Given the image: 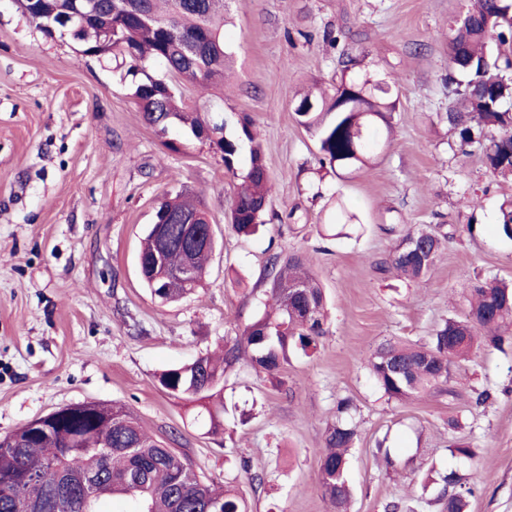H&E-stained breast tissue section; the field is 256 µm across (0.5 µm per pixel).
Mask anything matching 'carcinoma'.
<instances>
[{"instance_id":"cac0c4a2","label":"carcinoma","mask_w":512,"mask_h":512,"mask_svg":"<svg viewBox=\"0 0 512 512\" xmlns=\"http://www.w3.org/2000/svg\"><path fill=\"white\" fill-rule=\"evenodd\" d=\"M239 0H13L17 9L48 37L69 35L84 56L122 59L132 77V97L144 122L163 138L172 127L200 136L207 113L188 104L182 83L222 86L233 60L224 40L231 7ZM71 14L81 25L77 33L63 27L58 17ZM161 63V77L148 72ZM354 59L344 69L333 92L306 94L311 112H295L297 122L318 137L322 160L334 169H363L376 157L384 139L380 124H389L395 110L390 86L381 79L352 72ZM512 0H476L461 18L448 21V83L455 85L454 108L448 123L457 135L461 153L478 149L484 167L495 176H512ZM224 167L237 174L240 154L248 148L242 186L229 209L233 230L250 234L264 223L273 181L264 152L256 142L251 122L238 121L236 134L213 126ZM157 212L168 217L169 238L179 243L190 222L207 229L208 217L187 190L160 202ZM499 224L512 239V201L500 206ZM417 237L427 241L422 255L405 254L402 243ZM447 232L408 227L396 242L390 265L407 279L424 277L435 264ZM157 242L154 230L143 239L139 259L142 280L151 296L163 303L192 293L203 280L214 247L201 244L187 255L174 247L164 266L151 264ZM190 261L194 276L163 278L167 271ZM268 304L260 318L242 335L224 343L217 361L203 354L193 362L175 365L158 376L172 398L193 404L196 421L209 432L223 427L222 393L226 374L246 362L270 379L288 363V347L303 352L317 347L326 329V298L306 258L292 253L270 260ZM473 300L462 318H449L429 342L397 339L383 344L369 360V368L389 399L407 400L427 390L445 391L451 368L481 347L512 346V283L497 279L473 282ZM398 362L395 374L389 364ZM354 410L348 398L336 401V419L325 429L326 452L320 459L318 485L331 512H347L351 489L346 472L347 453L358 438L356 426L344 415ZM439 498L447 512H468L471 487L454 473L443 477ZM112 499L125 503L123 512H247L246 501L235 488L202 479L170 443L151 435L126 405L83 402L66 405L28 422L0 438V512H103Z\"/></svg>"}]
</instances>
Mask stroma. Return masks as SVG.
Masks as SVG:
<instances>
[{
    "label": "stroma",
    "mask_w": 512,
    "mask_h": 512,
    "mask_svg": "<svg viewBox=\"0 0 512 512\" xmlns=\"http://www.w3.org/2000/svg\"><path fill=\"white\" fill-rule=\"evenodd\" d=\"M472 2L242 0L224 31L235 51L224 87L187 93L226 134L249 116L263 145L274 217L246 237L226 219L240 180L220 151L178 131L169 150L115 60L46 37L0 0V437L69 404L120 402L149 433L174 437L203 478L241 489L250 512H328L317 481L324 432L347 397L359 430L350 512L391 502L444 512L441 478L452 472L475 490L469 512H512V350H481L452 368L446 395L406 402L388 399L366 366L386 341L422 344L463 316L466 276L512 280V239L498 223L512 179L463 155L446 119L448 19ZM346 54L398 100L391 145L343 176L321 165L294 107L299 90L332 89ZM182 184L202 199L218 246L202 286L163 304L142 284L138 253L159 199ZM340 201L358 223L337 224ZM439 225L456 234L434 268L397 277V232ZM295 251L325 291L327 334L291 352L277 380L239 364L224 385V431L210 434L157 376L260 317L270 259ZM484 390L491 397L478 402ZM459 442L473 445V462L452 454Z\"/></svg>",
    "instance_id": "35a3bbf8"
}]
</instances>
